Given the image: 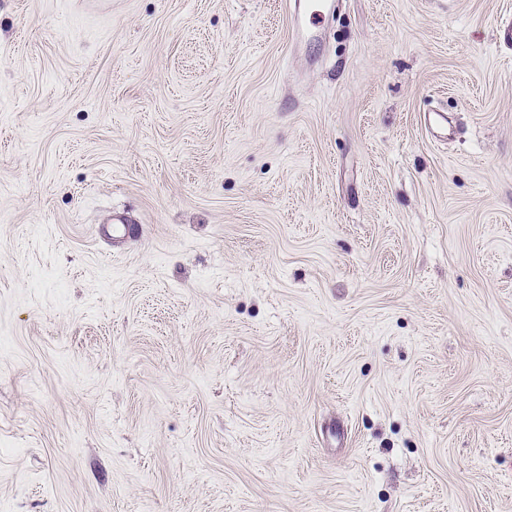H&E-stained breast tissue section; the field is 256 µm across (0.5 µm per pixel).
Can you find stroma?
Segmentation results:
<instances>
[{
  "mask_svg": "<svg viewBox=\"0 0 512 512\" xmlns=\"http://www.w3.org/2000/svg\"><path fill=\"white\" fill-rule=\"evenodd\" d=\"M509 21L0 0V512H512ZM328 0H292L289 4L292 37L295 39L317 37V21L330 8Z\"/></svg>",
  "mask_w": 512,
  "mask_h": 512,
  "instance_id": "obj_1",
  "label": "stroma"
}]
</instances>
